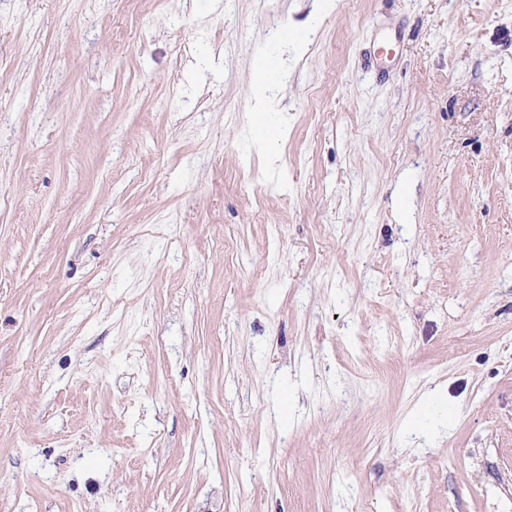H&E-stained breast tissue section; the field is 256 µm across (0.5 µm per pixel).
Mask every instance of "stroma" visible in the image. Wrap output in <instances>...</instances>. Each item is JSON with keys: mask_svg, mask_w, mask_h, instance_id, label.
<instances>
[{"mask_svg": "<svg viewBox=\"0 0 512 512\" xmlns=\"http://www.w3.org/2000/svg\"><path fill=\"white\" fill-rule=\"evenodd\" d=\"M334 2L0 0V512H512V0Z\"/></svg>", "mask_w": 512, "mask_h": 512, "instance_id": "obj_1", "label": "stroma"}]
</instances>
